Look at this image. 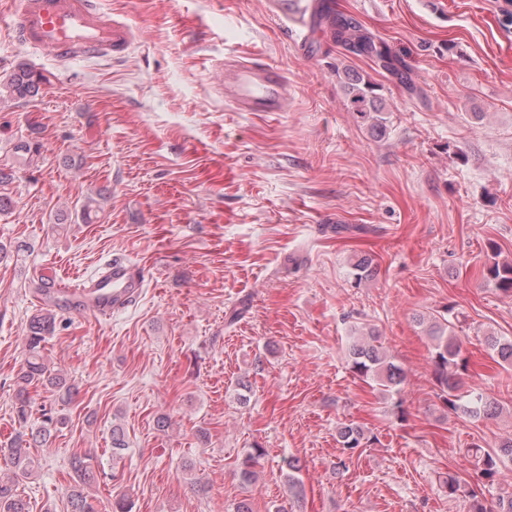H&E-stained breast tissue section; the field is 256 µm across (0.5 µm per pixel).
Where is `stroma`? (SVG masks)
I'll return each instance as SVG.
<instances>
[{
  "label": "stroma",
  "instance_id": "35a3bbf8",
  "mask_svg": "<svg viewBox=\"0 0 512 512\" xmlns=\"http://www.w3.org/2000/svg\"><path fill=\"white\" fill-rule=\"evenodd\" d=\"M294 2L99 0L131 27L130 51L61 66L13 41L16 3L0 0V78L22 64L42 78L34 98L0 97V167L16 172L0 244H27L0 263V442L42 307L31 279L69 283L123 254L146 280L112 318L58 313L44 355L77 392L66 404L33 393L30 426L46 408L67 423L19 485L32 512H70L76 453L95 459L98 512L120 494L133 512H233L243 500L253 512H468L440 476L478 483L461 448L512 436V365L486 345L512 338V297L484 278L512 261V0H330L405 65L406 84L327 28L309 32ZM228 55L281 69L287 110L226 106ZM341 63L377 84L383 132L348 111ZM20 141L39 153L18 159ZM336 216L352 232H332ZM361 255L375 271L358 283ZM447 304L492 417L448 413L437 397L418 318ZM370 329L404 371L400 393L349 367L350 343ZM350 423L372 441L347 458ZM256 444L266 455L247 484L237 460Z\"/></svg>",
  "mask_w": 512,
  "mask_h": 512
}]
</instances>
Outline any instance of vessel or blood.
I'll return each mask as SVG.
<instances>
[{"label":"vessel or blood","instance_id":"b4317fda","mask_svg":"<svg viewBox=\"0 0 512 512\" xmlns=\"http://www.w3.org/2000/svg\"><path fill=\"white\" fill-rule=\"evenodd\" d=\"M13 38L21 47L49 52L58 65L123 54L133 41L130 27L106 17L99 0H18ZM224 102L240 112H277L285 102L283 73L259 62L222 68ZM145 279L134 264L113 257L104 273L68 289L72 308L108 317L131 306Z\"/></svg>","mask_w":512,"mask_h":512}]
</instances>
